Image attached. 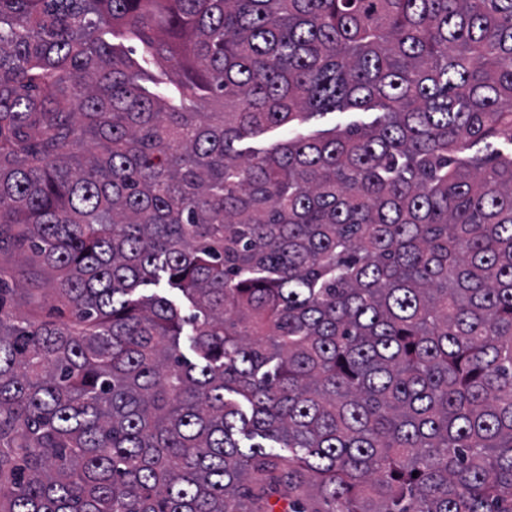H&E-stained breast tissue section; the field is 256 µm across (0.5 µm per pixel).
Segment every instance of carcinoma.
Returning a JSON list of instances; mask_svg holds the SVG:
<instances>
[{
    "instance_id": "carcinoma-1",
    "label": "carcinoma",
    "mask_w": 512,
    "mask_h": 512,
    "mask_svg": "<svg viewBox=\"0 0 512 512\" xmlns=\"http://www.w3.org/2000/svg\"><path fill=\"white\" fill-rule=\"evenodd\" d=\"M7 229L0 512H512V0H0ZM372 116L367 113L347 112V113H331L324 116H315L302 125L301 130H289V136H294L299 132L311 134L318 130L332 128L335 124L345 125L352 120L369 122ZM7 244L0 251V266L6 272L9 286L16 288L11 305L13 312L18 316H32L33 309L39 304L42 315L47 314L54 305L53 298L43 288H48L43 283L37 258H34L25 247L7 235Z\"/></svg>"
}]
</instances>
